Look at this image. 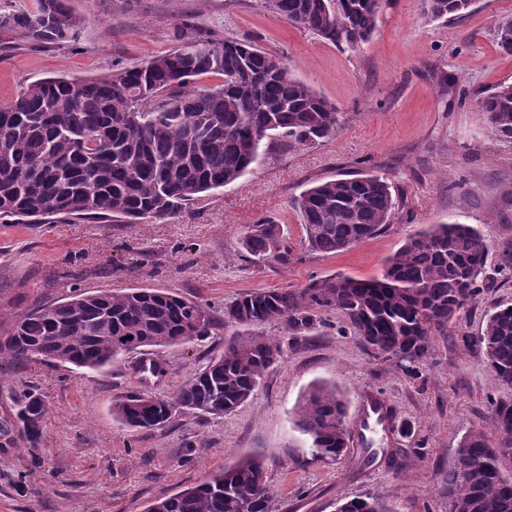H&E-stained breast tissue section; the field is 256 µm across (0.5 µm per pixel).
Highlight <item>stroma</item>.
Masks as SVG:
<instances>
[{
  "mask_svg": "<svg viewBox=\"0 0 512 512\" xmlns=\"http://www.w3.org/2000/svg\"><path fill=\"white\" fill-rule=\"evenodd\" d=\"M67 4L83 19L77 39L41 44L0 31V100L49 76L102 78L194 36L253 42L342 118L320 142L272 143L265 162L162 222L0 218V337L34 306L126 288L178 292L208 307L216 322L205 340L144 348L102 371L39 360L0 364V512H147L155 500L247 459L266 468L273 512H335L337 498L367 494L397 512H445L436 488L461 437L491 431V401L512 400V387L473 342L490 306L512 304V280L457 313L451 335L436 337L416 378L395 360L368 354L344 318L325 308L297 337L277 323L260 326L281 340L283 356L230 414H185L169 427L132 431L112 408L134 394L172 396L233 334H251L224 322L225 305L244 293L381 275L410 236L448 220L480 232L490 265L512 262V141L489 131L474 102L477 91L512 82V53L495 38L498 23L512 19V0H476L465 18L448 22L425 21L422 0H383L371 40L354 52L290 26L259 0ZM356 171L395 187L391 223L347 251L311 250L295 200L316 182ZM264 218L280 224L287 261L243 250L248 226ZM146 358L163 375L142 374ZM315 383L336 387L348 405V451L335 462L313 460L295 425L294 409ZM31 391L49 407L35 447L16 419ZM373 398L386 420L368 413Z\"/></svg>",
  "mask_w": 512,
  "mask_h": 512,
  "instance_id": "stroma-1",
  "label": "stroma"
}]
</instances>
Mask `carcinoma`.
Instances as JSON below:
<instances>
[{
	"label": "carcinoma",
	"mask_w": 512,
	"mask_h": 512,
	"mask_svg": "<svg viewBox=\"0 0 512 512\" xmlns=\"http://www.w3.org/2000/svg\"><path fill=\"white\" fill-rule=\"evenodd\" d=\"M474 0H423L427 21L458 20ZM261 6L296 28L338 47L370 41L383 0H261ZM44 20L38 43L77 37L83 20L66 0H37L33 10L0 12V29L30 35ZM497 44L512 52V19L500 23ZM204 76L220 83L197 84ZM476 106L492 134L512 139V83L479 92ZM338 109L273 55L247 40L193 38L179 48L103 78H45L0 103V215L49 224L55 219L100 215L134 224L163 221L209 191L242 177L274 136L310 144L336 132ZM309 246L336 254L378 235L390 223L396 196L375 174H348L317 183L296 200ZM245 251L285 261L288 246L271 220L251 224ZM489 247L470 224H438L417 233L388 259L379 278L338 276L301 292L286 288L245 294L224 307V321L239 326L278 322L300 335L335 308L359 345L376 357L410 359L415 377L434 347L451 333L460 308L476 301L493 281L484 278ZM205 307L153 288L79 293L15 318L0 339V362L43 360L100 370L123 355L211 335ZM474 342L484 348L497 378L512 386V305L487 311ZM280 342L240 335L186 379L170 398L131 396L115 403L127 427L152 429L180 414L223 416L243 405L266 370L278 361ZM494 432L512 434V401L492 403ZM48 415L45 401L29 393L17 420L28 443L39 444ZM297 426L313 455L337 461L349 435L346 404L336 388L315 384L297 409ZM512 447L494 449L481 430H471L455 449L439 488L448 512H512V473L501 459ZM274 491L262 463L239 461L209 481L159 499L148 512H272ZM336 512H396L380 497L341 498Z\"/></svg>",
	"instance_id": "obj_1"
}]
</instances>
